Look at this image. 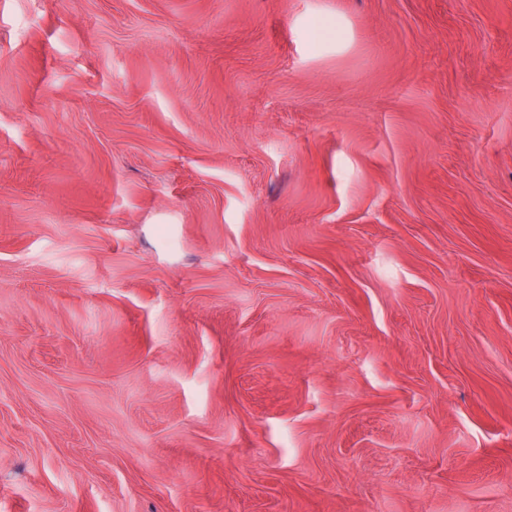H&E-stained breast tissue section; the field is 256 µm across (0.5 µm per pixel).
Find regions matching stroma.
<instances>
[{"mask_svg": "<svg viewBox=\"0 0 512 512\" xmlns=\"http://www.w3.org/2000/svg\"><path fill=\"white\" fill-rule=\"evenodd\" d=\"M0 512H512V0H0Z\"/></svg>", "mask_w": 512, "mask_h": 512, "instance_id": "obj_1", "label": "stroma"}]
</instances>
